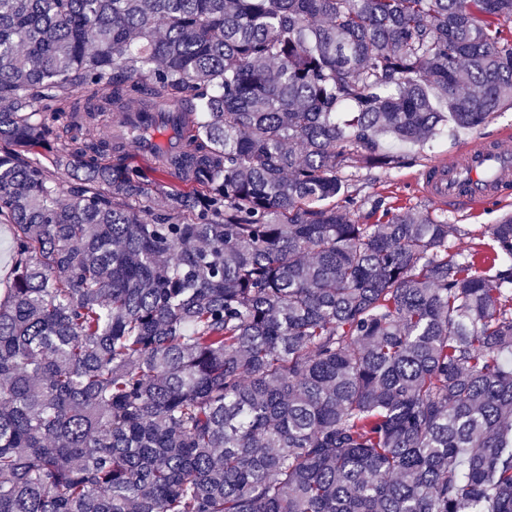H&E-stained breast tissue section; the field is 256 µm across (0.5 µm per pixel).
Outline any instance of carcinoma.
<instances>
[{"label":"carcinoma","instance_id":"carcinoma-1","mask_svg":"<svg viewBox=\"0 0 512 512\" xmlns=\"http://www.w3.org/2000/svg\"><path fill=\"white\" fill-rule=\"evenodd\" d=\"M511 107L512 0H0V512H512V214L342 176ZM11 237L12 231L10 226L0 224V288H5L12 270Z\"/></svg>","mask_w":512,"mask_h":512}]
</instances>
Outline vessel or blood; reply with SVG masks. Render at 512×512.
I'll use <instances>...</instances> for the list:
<instances>
[{
	"instance_id": "1",
	"label": "vessel or blood",
	"mask_w": 512,
	"mask_h": 512,
	"mask_svg": "<svg viewBox=\"0 0 512 512\" xmlns=\"http://www.w3.org/2000/svg\"><path fill=\"white\" fill-rule=\"evenodd\" d=\"M422 192L442 208H485L512 199V131L481 138L416 175Z\"/></svg>"
}]
</instances>
